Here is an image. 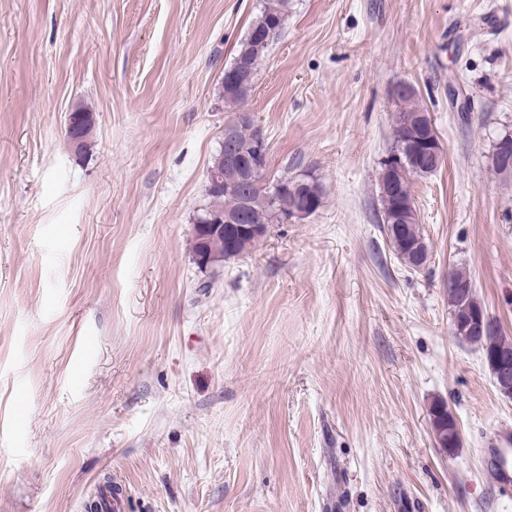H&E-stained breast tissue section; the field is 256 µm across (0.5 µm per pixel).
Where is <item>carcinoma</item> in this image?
Returning a JSON list of instances; mask_svg holds the SVG:
<instances>
[{"label":"carcinoma","instance_id":"carcinoma-1","mask_svg":"<svg viewBox=\"0 0 512 512\" xmlns=\"http://www.w3.org/2000/svg\"><path fill=\"white\" fill-rule=\"evenodd\" d=\"M290 9V0H264L260 14L249 28L247 37L240 44L237 55H244L248 59L247 87L224 85V102L226 107L233 112L242 111V107L248 100L256 75L264 62L269 46L261 43L256 35L266 30L283 27ZM393 99L395 103L393 143L390 153H398L401 156V167L390 170L385 162L379 163L378 184L380 201L382 206V223L385 224L389 241L398 257L409 267L420 268L424 259L420 258L416 245H426L425 237L419 223L404 224L395 228L392 224L393 209L391 207L392 189H397V196L401 201L412 197L411 175L413 153L409 148L415 144L420 134L414 126L413 118L425 112V107L417 90L407 88L401 90L394 88ZM209 198L208 206L203 209L199 218L205 220L212 216H222L226 212H236L242 202L249 204V218L253 224H270L273 221V212L279 214L290 213L297 209L301 202V189L291 183L288 187L277 186L273 183L261 181L255 185L247 184L231 191L224 189H207ZM473 283L470 273L464 267H455L448 274V305L451 315L458 324H463L471 314L482 309V305L475 297V290L467 288V284ZM464 340L479 348L489 350L496 348L512 355V337L499 332L494 336H466ZM432 429L436 438L448 436V408L444 403H435L430 409Z\"/></svg>","mask_w":512,"mask_h":512}]
</instances>
